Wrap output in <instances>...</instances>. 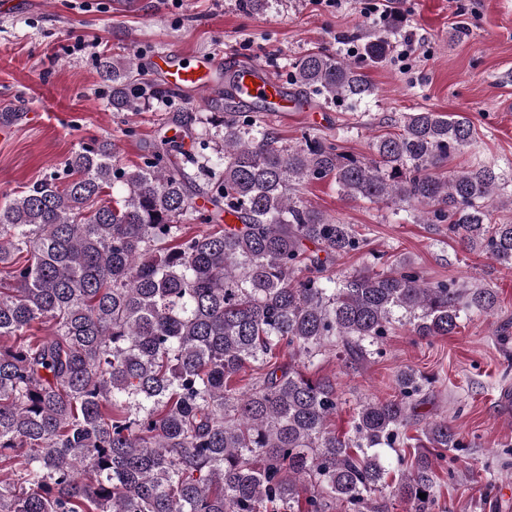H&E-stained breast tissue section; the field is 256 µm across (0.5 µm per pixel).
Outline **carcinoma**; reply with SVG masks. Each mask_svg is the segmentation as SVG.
Wrapping results in <instances>:
<instances>
[{
  "label": "carcinoma",
  "mask_w": 512,
  "mask_h": 512,
  "mask_svg": "<svg viewBox=\"0 0 512 512\" xmlns=\"http://www.w3.org/2000/svg\"><path fill=\"white\" fill-rule=\"evenodd\" d=\"M390 51L383 35L353 57L323 48L292 79L355 105ZM100 74L117 112L162 94L134 55L103 58ZM175 123L133 171L93 138L0 202V512H366L391 471L409 512H432L437 464L462 439L435 418L412 458L397 450L422 376L404 369L396 395L358 401L346 436L329 427L336 381L305 369L335 341L363 363L396 324L452 335L495 314L498 294L380 252L334 276L368 241L293 190L329 178L347 197L408 205L414 223L446 224L462 250L511 269L512 224L492 207L512 204V173L448 171L478 136L466 112H403L368 156L310 133L282 146L249 112ZM189 220L220 230L191 236ZM283 350L291 359L274 361Z\"/></svg>",
  "instance_id": "carcinoma-1"
}]
</instances>
